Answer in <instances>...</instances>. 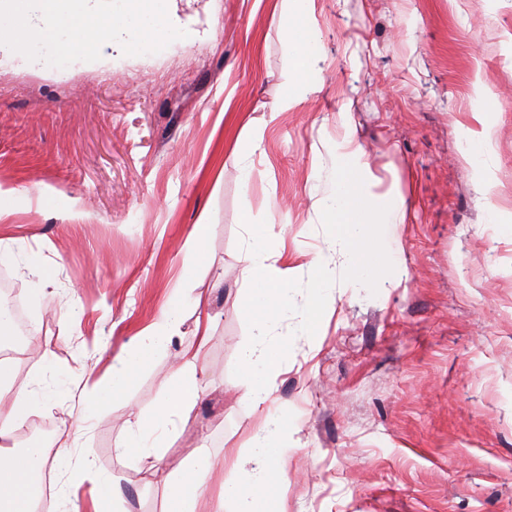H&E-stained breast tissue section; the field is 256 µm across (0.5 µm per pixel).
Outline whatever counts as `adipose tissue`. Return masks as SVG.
<instances>
[{
  "instance_id": "adipose-tissue-1",
  "label": "adipose tissue",
  "mask_w": 512,
  "mask_h": 512,
  "mask_svg": "<svg viewBox=\"0 0 512 512\" xmlns=\"http://www.w3.org/2000/svg\"><path fill=\"white\" fill-rule=\"evenodd\" d=\"M307 3L308 0H285L283 4V52L296 67L291 91L284 97L288 103L306 98L313 92L316 82L310 62L318 52V37L315 28L303 21ZM319 206L327 223L332 226L325 245L327 253L337 251L344 255L353 280L365 283L373 279L378 270V260L366 251L365 243L377 225L402 220V212L388 206L363 184L352 182L344 175L336 179L330 193L321 198ZM282 249L281 238L257 236L250 239L242 253L247 269L261 286L245 306L251 334L240 352L244 376L241 399L252 412L260 414L261 422L247 448L248 458L253 464L251 473L224 484L222 500L228 503L229 512H263L267 501L278 495L288 481L284 466L285 423L268 407L278 376L275 355L283 348L275 337L276 325L292 305L290 271L277 266ZM310 266L316 276V288L301 313L300 329L306 335L312 333L320 320L324 295L331 286L325 255L313 259ZM179 325L177 314L168 312L159 323L140 334L126 355L113 360L105 380L85 392L86 409L106 405L122 397L138 364L165 346L176 335ZM200 358L201 350L197 347L179 354L163 382V400L150 415L138 416L128 432L123 454L159 461L164 434L176 427L178 420L195 404L203 388ZM42 402L43 396L37 388L15 387L7 365L0 361V512H31V501L36 493L34 477L43 469L47 459H54L59 471L71 477L70 482L58 489L63 512H81L80 505L73 498L72 488L74 484L97 478L91 462L72 461L68 440H61L51 456L38 444L32 443L23 449L12 445L15 432L41 407ZM212 465L210 454L203 452L182 474L154 469V476L167 488L168 512H198L204 492L202 476Z\"/></svg>"
}]
</instances>
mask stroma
<instances>
[{"label": "stroma", "instance_id": "1", "mask_svg": "<svg viewBox=\"0 0 512 512\" xmlns=\"http://www.w3.org/2000/svg\"><path fill=\"white\" fill-rule=\"evenodd\" d=\"M181 18L195 38L158 58L107 43L111 67L66 79L0 70V268L37 347L12 372L47 399L24 431L55 438L87 415L74 459L118 478L122 512H164L149 461L119 448L207 316V389L160 466L248 447L261 417L240 399V255L251 232H274L294 289L270 399L288 426L276 512H512V0H312L322 79L285 111L282 0H195ZM466 131L487 157L466 152ZM257 132L245 184L239 146ZM347 138L364 164L353 179L404 220L377 229L375 280L333 262L308 338L309 263L331 233L318 201ZM202 220L200 264L184 266ZM40 275L51 284L36 296ZM172 309L170 348L84 413L85 385Z\"/></svg>", "mask_w": 512, "mask_h": 512}]
</instances>
